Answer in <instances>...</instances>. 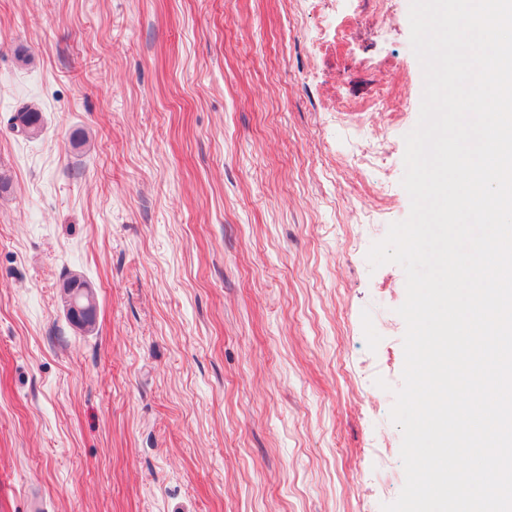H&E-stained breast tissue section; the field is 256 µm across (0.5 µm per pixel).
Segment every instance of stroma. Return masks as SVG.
<instances>
[{
	"label": "stroma",
	"instance_id": "35a3bbf8",
	"mask_svg": "<svg viewBox=\"0 0 512 512\" xmlns=\"http://www.w3.org/2000/svg\"><path fill=\"white\" fill-rule=\"evenodd\" d=\"M389 6L377 35L368 0H0V512L397 499L406 278L367 253L410 212L423 75ZM9 121L11 130L19 127L16 133L26 139L35 138L43 129L41 113L28 105L20 107ZM78 281L81 284L76 283ZM86 285V281L72 278L68 279L62 286L65 292L70 288L65 294V306L72 322L80 328H89L96 322L97 318L96 301L92 291Z\"/></svg>",
	"mask_w": 512,
	"mask_h": 512
}]
</instances>
